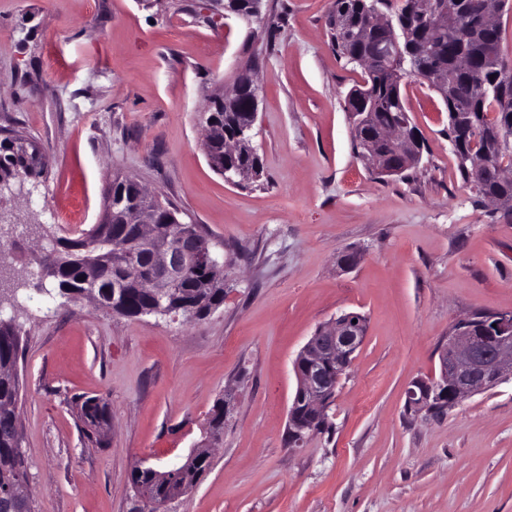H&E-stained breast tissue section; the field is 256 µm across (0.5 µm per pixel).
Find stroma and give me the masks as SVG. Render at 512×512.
Returning <instances> with one entry per match:
<instances>
[{
	"label": "stroma",
	"mask_w": 512,
	"mask_h": 512,
	"mask_svg": "<svg viewBox=\"0 0 512 512\" xmlns=\"http://www.w3.org/2000/svg\"><path fill=\"white\" fill-rule=\"evenodd\" d=\"M200 4L0 0V129L23 131L45 162L0 212L75 238L128 175L224 255L223 306L174 321L62 296L38 263L46 239L6 244L20 300L0 314L22 331L35 512H130L132 466L183 463L228 390L210 470L165 512H512V382L438 415L405 408L455 321L512 311V215L463 185L440 96L404 81L422 160L378 175L353 148L344 101L363 73L331 45L333 0H262L270 36ZM250 62L264 176L235 186L208 163L203 113ZM346 251L362 261L339 267ZM351 311L368 334L333 430L288 448L293 361ZM85 396L112 415L95 442L76 407Z\"/></svg>",
	"instance_id": "obj_1"
}]
</instances>
